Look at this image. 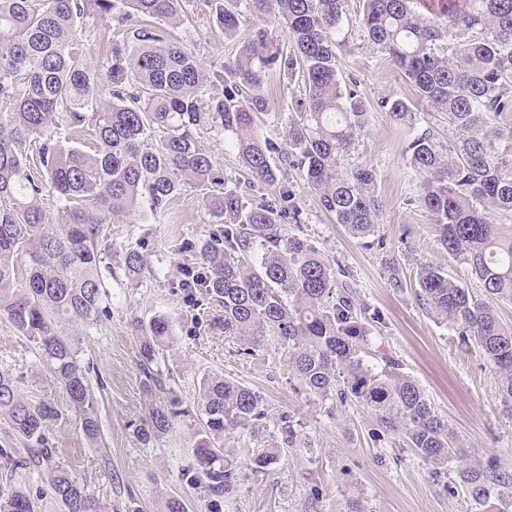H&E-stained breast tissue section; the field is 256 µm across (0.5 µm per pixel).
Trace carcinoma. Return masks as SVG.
<instances>
[{
  "label": "carcinoma",
  "instance_id": "cac0c4a2",
  "mask_svg": "<svg viewBox=\"0 0 512 512\" xmlns=\"http://www.w3.org/2000/svg\"><path fill=\"white\" fill-rule=\"evenodd\" d=\"M190 2L0 0V317L33 344L66 395L63 408L34 405L0 371V420L28 451L17 460L0 448V461L51 467L48 484L64 512H99L87 488L54 463L47 431L72 412L89 441L101 437L80 345L110 297L100 267L111 250L109 225L131 215L157 222L193 187L205 191L203 206L219 226L201 248L189 240L179 247L178 284L192 310L218 305L209 326L247 352L274 337L308 394L350 399L375 415V440L402 437L435 465L464 462L459 482L486 506L497 488L512 486V474L473 462L420 386L376 350L380 314L305 237L288 179V170L299 171L336 223L367 247L383 246L374 170L341 166L370 114L357 82L340 79L341 49L352 38L348 0H202L226 37L235 36L243 8L259 21L212 74L190 47L164 37L162 26L182 23ZM360 3V45L389 56L414 90L415 101L381 107L400 123L417 120L416 102L448 120V145L424 130L409 144L411 164L424 175L422 200L441 246L483 288L476 296L442 267L422 263L413 277L417 301L481 350L512 400V324L496 311L512 303V0ZM135 15L157 26L124 29ZM86 16L103 23L100 67L80 62ZM273 68L303 91L281 143L262 131L271 111L262 85ZM203 129L224 134L242 172L224 177L199 144ZM265 186L277 187L275 196ZM121 265L132 283L158 275L142 247L123 251ZM386 273L390 287L404 288L400 264L389 260ZM134 328L146 387L160 388L170 320L140 318ZM200 395L193 414L175 396L155 401L137 435L148 443L196 417L187 481L204 489L208 512H223L240 470L224 439L257 430L268 412L260 393L222 375L205 377ZM279 456L277 447L253 453L252 471H271ZM0 512H34L28 491H0Z\"/></svg>",
  "mask_w": 512,
  "mask_h": 512
}]
</instances>
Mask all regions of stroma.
Wrapping results in <instances>:
<instances>
[{
    "mask_svg": "<svg viewBox=\"0 0 512 512\" xmlns=\"http://www.w3.org/2000/svg\"><path fill=\"white\" fill-rule=\"evenodd\" d=\"M173 35L193 47L212 71L221 69L237 49L236 41L225 39L200 5L191 25L174 29ZM341 56L343 77L356 79L357 90L371 110L368 131L345 162L376 173L384 245L365 248L343 225L333 223L322 211L317 193L295 171L291 180L304 212L305 230L328 258L339 259L348 283L380 312L376 333L385 352L416 380L480 464L512 472V402L504 401L495 368L476 346L461 345L455 332L424 311L413 288L397 291L387 280L385 261L393 256L405 273L428 261L444 267L472 291L480 289L468 265L449 258L442 249L433 218L420 200L422 177L408 152L409 143L424 129H434L440 139H447L448 124L441 114L427 110L420 111L416 123L394 121L382 109V101L412 97L413 89L393 62L382 53L353 46ZM263 92L272 105L264 133L282 141L297 91L273 69ZM213 228L201 193L194 188L181 195L161 223L143 224L133 215L112 225V255L104 260L112 268V299L97 327L85 337L80 354L91 367L102 440L90 445L75 416L58 421L48 434L58 450L57 463L87 486L102 512H128L135 502L149 512H162L169 497L184 499L189 512H207L201 489L182 476L192 464L193 430L188 421L147 443L134 433L148 415L149 398L131 321L163 314L172 321L174 337L166 366L185 408L196 409L199 383L207 374L224 375L266 400L264 428L242 432L233 443L243 468L239 488L224 500V512H473L459 485V460L435 466L402 439L373 440L375 416L350 402H322L309 396L289 372L286 354L276 341L266 340L247 355L234 339L192 322L188 304L171 283L181 263L174 247L186 238L203 242ZM141 244L146 245L153 268L169 272V279L146 274L135 284L127 280L118 256ZM0 370L14 376L19 392L30 402L64 404L63 392L40 371L32 344L3 319ZM284 416L297 434L296 443L283 448L270 473L252 472L247 462L253 449L280 445ZM21 481L30 490L36 512H62L45 474L0 468V488Z\"/></svg>",
    "mask_w": 512,
    "mask_h": 512,
    "instance_id": "stroma-1",
    "label": "stroma"
}]
</instances>
